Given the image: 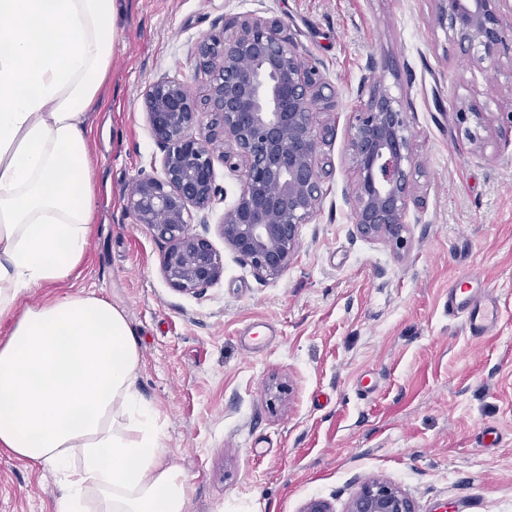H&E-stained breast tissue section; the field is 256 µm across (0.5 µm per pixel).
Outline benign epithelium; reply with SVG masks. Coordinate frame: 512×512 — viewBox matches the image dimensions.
Returning <instances> with one entry per match:
<instances>
[{
    "mask_svg": "<svg viewBox=\"0 0 512 512\" xmlns=\"http://www.w3.org/2000/svg\"><path fill=\"white\" fill-rule=\"evenodd\" d=\"M438 24L454 43L495 65L512 53V21L505 0H431ZM231 31L225 36V31ZM278 18L236 17L224 31L196 47L204 89L161 78L144 93L152 136L163 152L162 175L142 176L126 196L136 223L168 243L164 278L177 291L194 293L217 283L224 260L201 234L187 232L190 207L206 209L218 192L212 146L228 141L224 164L243 169L241 192L224 213V245L263 280L280 278L293 262L299 227L319 208L323 169L316 113L335 105L336 91L319 68L283 34ZM407 113L374 89L354 113L349 151L353 224L368 238L402 250L414 200L413 153ZM347 512H415L413 500L385 480L364 484Z\"/></svg>",
    "mask_w": 512,
    "mask_h": 512,
    "instance_id": "1",
    "label": "benign epithelium"
}]
</instances>
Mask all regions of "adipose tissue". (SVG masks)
<instances>
[{
    "instance_id": "obj_1",
    "label": "adipose tissue",
    "mask_w": 512,
    "mask_h": 512,
    "mask_svg": "<svg viewBox=\"0 0 512 512\" xmlns=\"http://www.w3.org/2000/svg\"><path fill=\"white\" fill-rule=\"evenodd\" d=\"M120 0H0V448L50 470L56 512H186L123 309L69 279L95 210L85 131L118 39Z\"/></svg>"
}]
</instances>
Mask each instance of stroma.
Returning a JSON list of instances; mask_svg holds the SVG:
<instances>
[{"mask_svg": "<svg viewBox=\"0 0 512 512\" xmlns=\"http://www.w3.org/2000/svg\"><path fill=\"white\" fill-rule=\"evenodd\" d=\"M254 11L280 18L336 90L316 117L334 130L317 154L322 200L293 264L259 279L218 230L243 174L215 145L218 193L188 230L220 251L224 275L182 293L161 272L165 242L124 210L136 178L162 173L143 93L163 76L201 86L198 42ZM376 86L409 118L416 201L401 251L351 222L349 130ZM471 109L481 119L460 121ZM87 137L89 247L69 280L31 296L92 291L124 309L187 512H303L314 497L347 512L373 479L416 512H512V58L477 63L428 0H123ZM467 273L500 299L481 337L448 316ZM487 428L497 440L484 448ZM59 494L49 470L0 449V512H54Z\"/></svg>", "mask_w": 512, "mask_h": 512, "instance_id": "1", "label": "stroma"}]
</instances>
